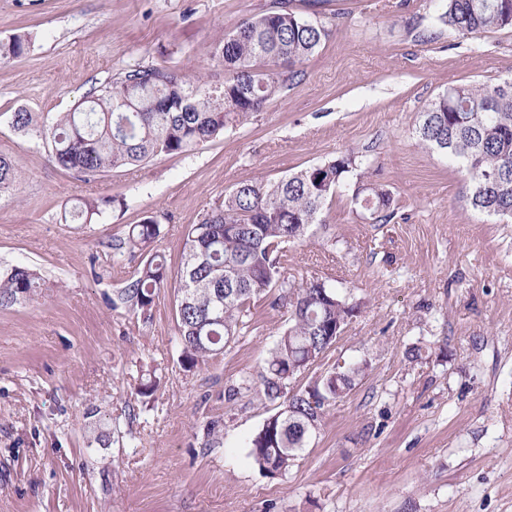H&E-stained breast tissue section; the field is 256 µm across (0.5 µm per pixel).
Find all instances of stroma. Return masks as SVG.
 Wrapping results in <instances>:
<instances>
[{"label": "stroma", "instance_id": "stroma-1", "mask_svg": "<svg viewBox=\"0 0 512 512\" xmlns=\"http://www.w3.org/2000/svg\"><path fill=\"white\" fill-rule=\"evenodd\" d=\"M292 0L340 25L303 76L246 124L189 155H160L87 184L40 141L0 127L22 173L0 195V268H36L34 303L0 306V512H512V220L477 212L458 165L415 126L448 85L512 79V28L462 35L436 0ZM270 0H0V39L28 35L0 62V112L51 117L130 66L223 68L209 42ZM350 155L395 215L374 224L333 200L288 249V274L335 280L360 312L301 390L338 362H366L288 475L270 478L247 443L276 405L224 389L257 378L288 316L263 295L250 332L193 372L178 364L174 291L151 320L113 306L139 257L112 261L128 225L155 217L170 274L188 225L239 182L277 180ZM108 199L91 224L64 204ZM422 347V359L407 358ZM160 380L148 400L144 374ZM224 432L207 447L205 423ZM108 447L93 444L98 429Z\"/></svg>", "mask_w": 512, "mask_h": 512}]
</instances>
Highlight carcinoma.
I'll use <instances>...</instances> for the list:
<instances>
[{"instance_id":"obj_1","label":"carcinoma","mask_w":512,"mask_h":512,"mask_svg":"<svg viewBox=\"0 0 512 512\" xmlns=\"http://www.w3.org/2000/svg\"><path fill=\"white\" fill-rule=\"evenodd\" d=\"M442 24L462 35L512 27V0H439ZM336 20L312 21L276 0L208 46L224 68V81L157 65H137L95 88L71 111L41 121L18 107L0 113V126L40 140L50 159L86 181L115 169L143 164L159 155L188 154L247 123L274 100L287 82L329 39ZM28 39L14 34L0 40V61L18 58ZM426 147L448 155L469 180L467 202L489 215L512 218V81L451 84L420 113L415 128ZM350 156L304 167L276 181L238 183L222 201L187 227L177 273L175 321L179 365L193 371L222 353L251 327V304L276 290L288 304V326L259 371L264 400L283 409L270 415L248 443L252 466L270 478L285 476L299 452L319 430L326 410L345 398L366 365L330 370L305 390L292 391V379L321 360L359 312L327 280L296 282L286 275L288 245L301 240L310 224L347 188ZM22 175L0 155V192ZM351 202L374 224L394 217L393 198L383 185L355 183ZM107 201L83 196L64 210L71 224H90ZM160 224L148 216L129 225L112 242V258L139 253L140 264L114 291L133 315L148 320L155 298L168 287L169 271L157 250ZM42 277L26 266L0 269V306L33 302Z\"/></svg>"}]
</instances>
